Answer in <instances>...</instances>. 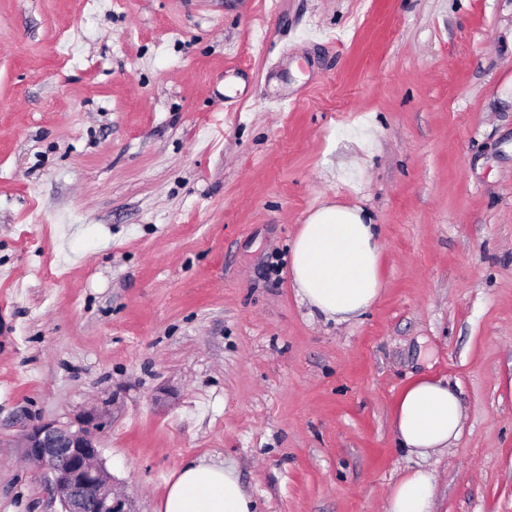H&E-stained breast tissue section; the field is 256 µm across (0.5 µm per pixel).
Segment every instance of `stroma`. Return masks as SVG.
<instances>
[{"label": "stroma", "instance_id": "obj_1", "mask_svg": "<svg viewBox=\"0 0 512 512\" xmlns=\"http://www.w3.org/2000/svg\"><path fill=\"white\" fill-rule=\"evenodd\" d=\"M330 203L380 227L342 323L289 272ZM422 377L464 410L426 461ZM92 411L134 512L197 458L258 512L422 466L434 512H512V0H0V512H58L22 431ZM463 406L448 382L424 377L401 393L393 413L400 448L422 459L448 450L463 429Z\"/></svg>", "mask_w": 512, "mask_h": 512}]
</instances>
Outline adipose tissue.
<instances>
[{
    "instance_id": "1",
    "label": "adipose tissue",
    "mask_w": 512,
    "mask_h": 512,
    "mask_svg": "<svg viewBox=\"0 0 512 512\" xmlns=\"http://www.w3.org/2000/svg\"><path fill=\"white\" fill-rule=\"evenodd\" d=\"M379 231L360 207L325 205L302 224L291 249L293 286L311 314L344 322L380 296ZM463 406L448 382L424 377L401 393L393 413L400 448L422 459L448 450L463 429ZM435 478L418 469L397 481L386 512H432ZM159 512H255L233 464L197 459L168 485Z\"/></svg>"
}]
</instances>
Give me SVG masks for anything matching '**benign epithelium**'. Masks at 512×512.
<instances>
[{"mask_svg": "<svg viewBox=\"0 0 512 512\" xmlns=\"http://www.w3.org/2000/svg\"><path fill=\"white\" fill-rule=\"evenodd\" d=\"M90 413L76 422L48 420L21 439L45 492L60 512H133L129 500L112 493V479L100 461V442Z\"/></svg>", "mask_w": 512, "mask_h": 512, "instance_id": "1", "label": "benign epithelium"}]
</instances>
